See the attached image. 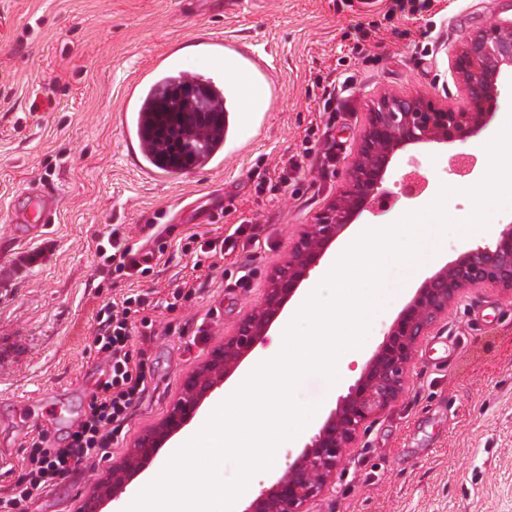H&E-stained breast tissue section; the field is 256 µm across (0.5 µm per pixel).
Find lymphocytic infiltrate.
I'll return each mask as SVG.
<instances>
[{
  "mask_svg": "<svg viewBox=\"0 0 512 512\" xmlns=\"http://www.w3.org/2000/svg\"><path fill=\"white\" fill-rule=\"evenodd\" d=\"M140 297H126L105 307L99 316L96 342L111 366L109 379L92 391L82 421L65 447H48L44 437L32 439L21 477L0 494V512H23V505L60 476L105 455L115 434L139 407L146 391L145 350H133L134 329H151L152 320L142 317Z\"/></svg>",
  "mask_w": 512,
  "mask_h": 512,
  "instance_id": "f902f5d3",
  "label": "lymphocytic infiltrate"
}]
</instances>
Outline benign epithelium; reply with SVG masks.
<instances>
[{
    "instance_id": "obj_1",
    "label": "benign epithelium",
    "mask_w": 512,
    "mask_h": 512,
    "mask_svg": "<svg viewBox=\"0 0 512 512\" xmlns=\"http://www.w3.org/2000/svg\"><path fill=\"white\" fill-rule=\"evenodd\" d=\"M512 65V20H490L468 36L453 56L452 68L462 85V109L438 105L421 97L384 94L373 104L348 181L336 200L308 225L286 264L271 276L263 301L240 322L236 333L215 348L207 363L184 378L181 396L167 416L147 430L124 459L112 465L111 479L97 482L85 512H98L104 498L117 497L159 448L194 416L201 402L236 369L263 340L299 285L306 280L342 230L366 209L385 212L392 207L380 190L397 151L414 144H446L481 130L498 108V77ZM495 284L512 288V224L503 225L491 247L462 252L449 265L426 278L388 330L363 376L323 423L310 446L284 474L263 489L244 512H307L336 469L343 449L362 425L389 408L403 390L404 370L419 336L448 310L464 288Z\"/></svg>"
}]
</instances>
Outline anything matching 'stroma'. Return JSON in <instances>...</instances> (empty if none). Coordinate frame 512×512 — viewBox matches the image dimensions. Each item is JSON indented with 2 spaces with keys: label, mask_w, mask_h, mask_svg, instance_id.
Segmentation results:
<instances>
[{
  "label": "stroma",
  "mask_w": 512,
  "mask_h": 512,
  "mask_svg": "<svg viewBox=\"0 0 512 512\" xmlns=\"http://www.w3.org/2000/svg\"><path fill=\"white\" fill-rule=\"evenodd\" d=\"M388 0H263L240 14L224 0H0V457L10 471L0 492L22 474L32 437L62 446L91 392L110 373L96 344L98 311L137 294L152 333L133 334L146 349L147 394L108 454L58 479L24 512H80L94 478L166 415L184 376L233 335L264 298L306 225L336 198L373 103L385 93L421 96L462 108L452 58L468 34L493 19H512V0H428L414 15H388ZM387 35L362 41L358 25ZM203 35L245 39L274 59L273 82L253 120L224 143V157L165 178L130 161L121 116L129 89H142L157 64L221 82L240 112L232 75L207 65ZM351 77L345 104L324 106L318 81ZM477 160L460 178L452 158ZM489 155L473 139L398 152L382 187L394 197L364 224H391L425 208L442 187L450 219L472 213L468 188L482 181ZM429 186L401 198L411 171ZM55 186L58 214L35 235L11 223L10 203L31 188ZM512 224V204L492 211L467 245L457 232L428 273L463 248L490 245ZM120 235L149 254L146 273L116 271L107 241ZM225 241L203 252L201 241ZM403 269H387L359 359L335 389L313 374L296 389L317 413L265 471L270 486L313 441L362 376L413 296ZM190 299H174L176 288ZM309 512H512V292L461 290L415 347L398 401L366 421L344 450V464Z\"/></svg>",
  "instance_id": "35a3bbf8"
}]
</instances>
